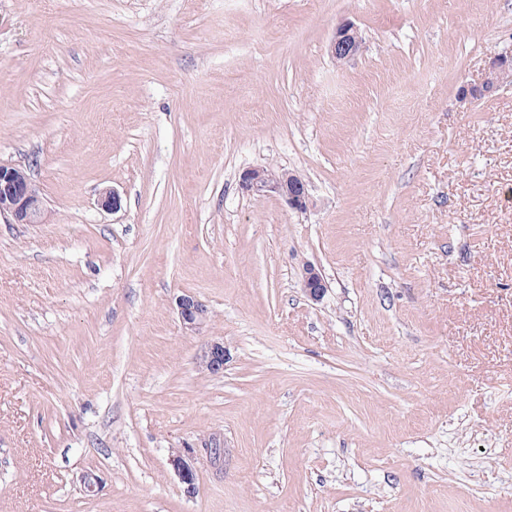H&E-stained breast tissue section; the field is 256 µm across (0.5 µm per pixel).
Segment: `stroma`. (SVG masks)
I'll use <instances>...</instances> for the list:
<instances>
[{
  "instance_id": "stroma-1",
  "label": "stroma",
  "mask_w": 512,
  "mask_h": 512,
  "mask_svg": "<svg viewBox=\"0 0 512 512\" xmlns=\"http://www.w3.org/2000/svg\"><path fill=\"white\" fill-rule=\"evenodd\" d=\"M510 45L512 0H0L49 214L0 216V512H512V84L459 101ZM362 48V38L352 22H343L336 27L330 43L331 55L336 61H345L355 56ZM239 186L250 195L276 194L290 208L298 211L307 208V186L300 177L290 172L277 173L263 167L247 168L240 174ZM302 287L313 301H319L326 291V282L321 271L312 265H305L301 272ZM175 308L185 331L200 332L209 319L207 307L194 296L182 294L175 298ZM226 351L224 343L218 341L210 342L203 349L200 356V367L210 374H220L224 371ZM175 475L179 481L185 485L188 493H193L195 490L196 473L195 470L188 464L183 455L175 453L169 459Z\"/></svg>"
}]
</instances>
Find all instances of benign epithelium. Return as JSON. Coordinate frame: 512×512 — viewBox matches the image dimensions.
I'll return each instance as SVG.
<instances>
[{"label": "benign epithelium", "instance_id": "benign-epithelium-1", "mask_svg": "<svg viewBox=\"0 0 512 512\" xmlns=\"http://www.w3.org/2000/svg\"><path fill=\"white\" fill-rule=\"evenodd\" d=\"M362 48L358 28L351 22L336 27L330 43L331 55L338 61L355 56ZM512 80V50L505 48L494 54L488 73L479 85L463 88L460 102L466 103L483 98L494 92L501 84ZM241 190L250 195L276 194L292 209L307 208L308 190L303 180L290 173H277L263 167H252L242 171L239 177ZM9 215L16 224H41L48 218L39 187L27 173L16 166L0 164V215ZM302 288L314 301H319L326 291V282L321 271L305 265L301 272ZM175 308L184 330L197 333L209 319L207 307L195 297L182 294L175 298ZM226 351L224 344L213 341L206 345L200 356V367L210 374L224 372ZM170 464L187 492L195 490L196 473L183 455H171Z\"/></svg>", "mask_w": 512, "mask_h": 512}]
</instances>
